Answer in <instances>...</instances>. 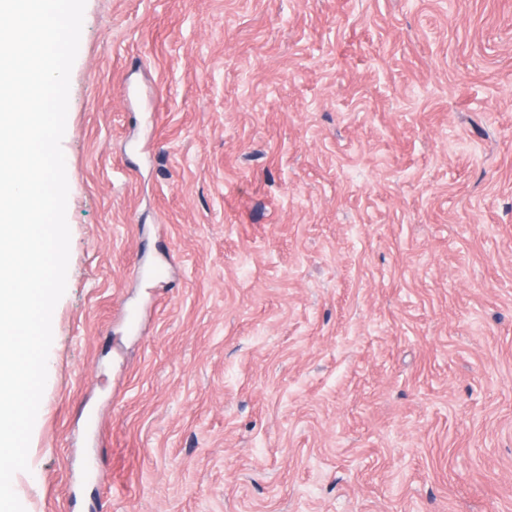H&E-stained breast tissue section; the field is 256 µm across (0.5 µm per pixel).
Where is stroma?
<instances>
[{
	"label": "stroma",
	"instance_id": "stroma-1",
	"mask_svg": "<svg viewBox=\"0 0 512 512\" xmlns=\"http://www.w3.org/2000/svg\"><path fill=\"white\" fill-rule=\"evenodd\" d=\"M62 150L25 512H512V0H87Z\"/></svg>",
	"mask_w": 512,
	"mask_h": 512
}]
</instances>
